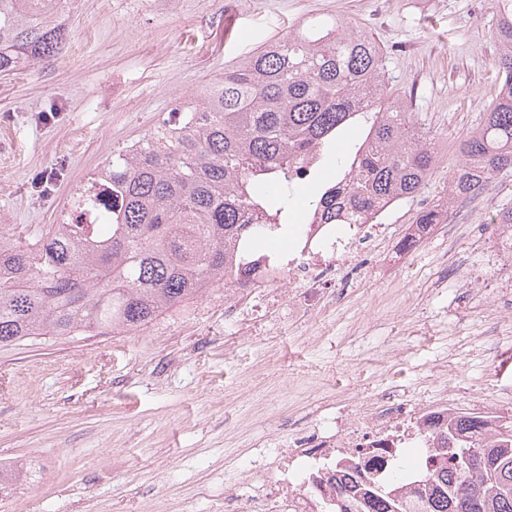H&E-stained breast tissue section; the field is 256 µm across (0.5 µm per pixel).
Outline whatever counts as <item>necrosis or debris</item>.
<instances>
[{"label":"necrosis or debris","instance_id":"1","mask_svg":"<svg viewBox=\"0 0 512 512\" xmlns=\"http://www.w3.org/2000/svg\"><path fill=\"white\" fill-rule=\"evenodd\" d=\"M388 207L366 216L364 223L345 228L325 223L319 209L307 212L300 233L287 253H249L225 273L220 291L224 321L239 335L258 336L268 325L288 321L306 327L342 300L347 288L340 264L355 261L373 267L382 259L390 237ZM512 267V225H493L488 238L459 242L449 234L441 255L435 290L454 285L461 293L475 288V267ZM512 409V392L496 399L463 401L461 390L443 389L436 399L412 401L395 387L355 398L349 409L303 428H290L286 447L265 440L263 462L246 471L241 481L224 489V512H329L336 502L337 470L357 480L413 489L434 470L448 429L459 415L475 416L482 444L493 443L504 411Z\"/></svg>","mask_w":512,"mask_h":512}]
</instances>
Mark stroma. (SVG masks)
Instances as JSON below:
<instances>
[{"instance_id":"1","label":"stroma","mask_w":512,"mask_h":512,"mask_svg":"<svg viewBox=\"0 0 512 512\" xmlns=\"http://www.w3.org/2000/svg\"><path fill=\"white\" fill-rule=\"evenodd\" d=\"M226 0H70L68 40L53 57L0 74V230L19 239L69 218L74 188L113 151L149 134L183 99L304 21L341 19L386 53L393 94L433 137L439 163L421 194L443 195L459 143L499 92L491 37L493 0H237L232 36ZM512 205V173L477 199L455 204L463 232L487 230ZM439 264L429 244L404 268L358 278L326 312L324 335L287 327L270 339L263 380L244 372L257 348L224 326V299L184 301L137 333L83 332L0 344V465L19 474L0 512H216L238 473L225 458L290 415L316 418L390 383L399 363L408 393L442 385L493 397L512 386V353L477 349L478 315L456 318L455 288L435 296ZM434 331L392 336L384 307ZM461 351L447 382L433 380L449 343ZM325 383L294 391L305 369Z\"/></svg>"}]
</instances>
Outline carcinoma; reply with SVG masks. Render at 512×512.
Segmentation results:
<instances>
[{"label": "carcinoma", "mask_w": 512, "mask_h": 512, "mask_svg": "<svg viewBox=\"0 0 512 512\" xmlns=\"http://www.w3.org/2000/svg\"><path fill=\"white\" fill-rule=\"evenodd\" d=\"M69 0H0V73L56 55ZM498 97L461 142L448 207L512 172V0H495ZM125 146L103 169L98 223L50 224L31 240L0 232V343L136 330L224 280L239 241L261 249L287 228L297 165L363 128L336 159L334 184L311 181L326 220L360 224L417 196L438 159L410 104L388 87L385 54L340 20L304 24L224 70L201 100ZM278 192L272 205L254 186ZM264 208L260 224L243 223ZM480 470L473 479L471 469ZM332 512H512V422L492 448H450L421 491L364 488Z\"/></svg>", "instance_id": "carcinoma-1"}]
</instances>
